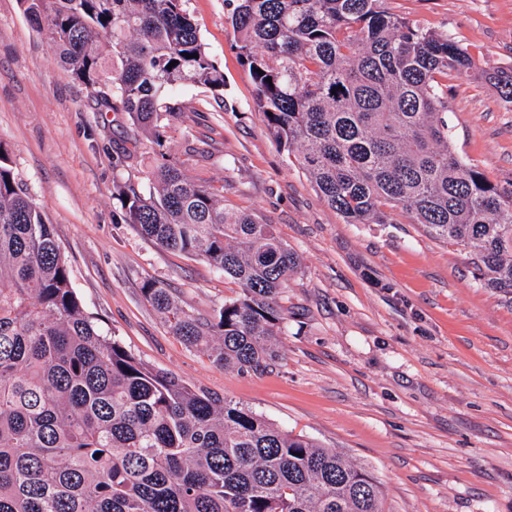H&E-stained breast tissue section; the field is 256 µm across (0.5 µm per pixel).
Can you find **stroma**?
<instances>
[{
  "mask_svg": "<svg viewBox=\"0 0 512 512\" xmlns=\"http://www.w3.org/2000/svg\"><path fill=\"white\" fill-rule=\"evenodd\" d=\"M446 32L478 72L448 79L452 145L512 188V107L482 76L512 66V0H383ZM224 91L174 90L178 123L134 141L126 113L96 112L21 0H0V140L47 213L86 311L155 368L243 403L279 428L345 453L380 482L386 512H512V294L474 280L473 250L395 212L349 224L273 139L228 21L233 0H184ZM224 188L226 206L275 226L299 264L279 300L280 357L216 366L169 333L141 293L168 288L203 320L239 286L123 223L116 185L146 186L157 147Z\"/></svg>",
  "mask_w": 512,
  "mask_h": 512,
  "instance_id": "obj_1",
  "label": "stroma"
}]
</instances>
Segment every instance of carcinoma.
<instances>
[{
    "label": "carcinoma",
    "instance_id": "cac0c4a2",
    "mask_svg": "<svg viewBox=\"0 0 512 512\" xmlns=\"http://www.w3.org/2000/svg\"><path fill=\"white\" fill-rule=\"evenodd\" d=\"M23 2L92 109L127 113L140 136L180 118L174 88H224L183 0ZM229 21L258 111L328 206L349 224H390L400 209L473 248L475 279L512 294V188L450 146L448 76L476 69L466 47L382 0H237ZM487 78L512 106V68ZM184 165L158 151L148 188H117L122 219L241 292L209 323L153 279L142 294L216 365L261 370L279 356L277 299L297 257ZM0 512H384V496L344 453L185 385L104 332L0 141Z\"/></svg>",
    "mask_w": 512,
    "mask_h": 512
}]
</instances>
